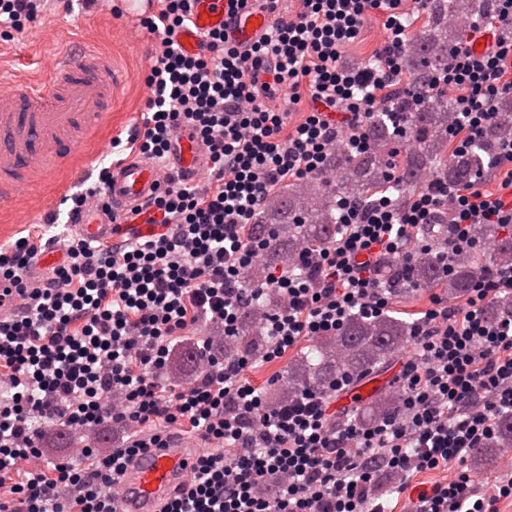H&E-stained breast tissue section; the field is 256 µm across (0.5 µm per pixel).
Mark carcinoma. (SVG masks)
Here are the masks:
<instances>
[{
    "mask_svg": "<svg viewBox=\"0 0 512 512\" xmlns=\"http://www.w3.org/2000/svg\"><path fill=\"white\" fill-rule=\"evenodd\" d=\"M496 10V0H434L427 28L414 37V46L404 58L409 91L395 95L391 106L372 113L366 149L353 154L331 153L327 164L336 170L334 182L310 177L286 184L271 193L256 212L246 235L265 243L266 248L261 262L246 271L250 284H261L269 267L288 261L298 240H306L317 250L327 245L336 234V201L340 198L365 204L387 192L402 202L411 191L426 188L434 177L450 183L474 181L493 166L499 142L512 136V96L497 99L495 121L467 153L450 155L448 130L456 126L451 97L439 94L418 102L413 94L448 67L449 52L459 35L449 20H470ZM417 235L421 247L409 267L403 271L395 264L385 271L386 279L398 281L400 288L439 287L456 296L467 292L487 266L512 264V235H500L496 224L478 225V237L493 244L485 257L472 251L455 254L448 270L440 259L448 243V218L437 215L433 223L421 225ZM269 310L270 305L265 304L245 311L237 336L224 341V357L253 355L263 348L262 332ZM485 315L490 320L512 316V295L496 298ZM411 329L409 323L395 316L350 318L341 332L319 337L312 356L288 366L279 401H288L309 384L325 386L341 373L362 378L398 350ZM199 357L195 347L181 346L173 352L169 368L187 375L196 370ZM396 406V399L383 395L364 410L365 417L370 421L390 417ZM511 447L512 415H505L478 463L489 460L499 448Z\"/></svg>",
    "mask_w": 512,
    "mask_h": 512,
    "instance_id": "obj_1",
    "label": "carcinoma"
}]
</instances>
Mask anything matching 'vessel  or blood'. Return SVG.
I'll list each match as a JSON object with an SVG mask.
<instances>
[{
	"label": "vessel or blood",
	"instance_id": "obj_1",
	"mask_svg": "<svg viewBox=\"0 0 512 512\" xmlns=\"http://www.w3.org/2000/svg\"><path fill=\"white\" fill-rule=\"evenodd\" d=\"M191 22L179 31L181 46L201 50L206 35L223 33L227 43L249 48L273 22L267 12L243 0L230 12L229 0H191ZM115 64L95 43L82 42L62 55L49 78L18 69L0 91V206L13 207L34 186L57 180L64 160L86 155L111 114ZM198 144L188 132L177 141L178 166L197 176ZM158 182L151 162L130 158L113 166L108 189L112 208L124 212L142 203ZM195 456L181 440L165 448H144L121 482L125 512H157L172 489L191 475Z\"/></svg>",
	"mask_w": 512,
	"mask_h": 512
}]
</instances>
